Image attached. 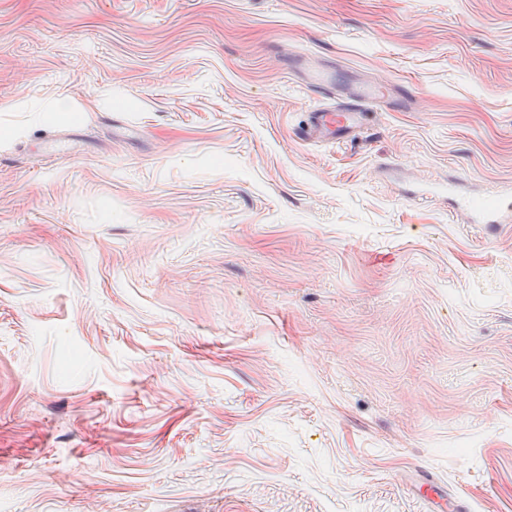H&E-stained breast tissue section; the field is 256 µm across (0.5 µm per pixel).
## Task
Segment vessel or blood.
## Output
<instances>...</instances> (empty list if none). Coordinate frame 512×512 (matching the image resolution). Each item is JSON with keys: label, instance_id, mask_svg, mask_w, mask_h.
I'll use <instances>...</instances> for the list:
<instances>
[{"label": "vessel or blood", "instance_id": "1", "mask_svg": "<svg viewBox=\"0 0 512 512\" xmlns=\"http://www.w3.org/2000/svg\"><path fill=\"white\" fill-rule=\"evenodd\" d=\"M389 92V87L384 84H367L353 88L341 104L311 112L300 134L303 139L314 142L349 138L362 127L360 112L382 103ZM460 208L477 215L484 224H511L512 190L501 192L490 202L479 203L469 198L462 199Z\"/></svg>", "mask_w": 512, "mask_h": 512}]
</instances>
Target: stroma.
Segmentation results:
<instances>
[{"mask_svg":"<svg viewBox=\"0 0 512 512\" xmlns=\"http://www.w3.org/2000/svg\"><path fill=\"white\" fill-rule=\"evenodd\" d=\"M1 127L0 512H512V0H0ZM389 93L390 88L384 84L355 87L341 104L311 112L300 134L303 139L314 142L349 138L356 130L365 127L358 113L382 103ZM460 209L480 217L475 224H511L512 223V190L501 192L493 201L477 203L462 197Z\"/></svg>","mask_w":512,"mask_h":512,"instance_id":"35a3bbf8","label":"stroma"}]
</instances>
